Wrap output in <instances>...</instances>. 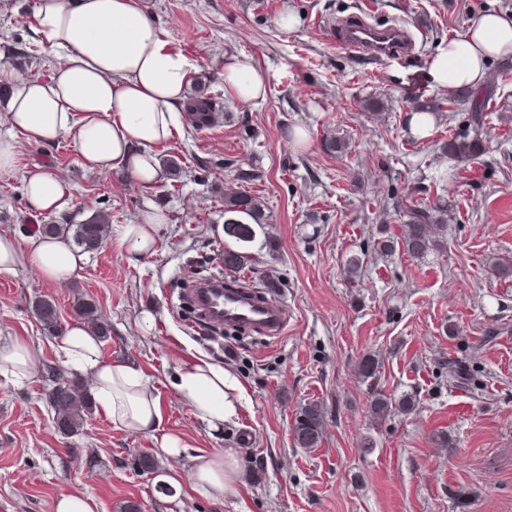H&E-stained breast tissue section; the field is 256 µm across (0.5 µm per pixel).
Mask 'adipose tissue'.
<instances>
[{"label":"adipose tissue","instance_id":"1","mask_svg":"<svg viewBox=\"0 0 512 512\" xmlns=\"http://www.w3.org/2000/svg\"><path fill=\"white\" fill-rule=\"evenodd\" d=\"M31 22L39 44L56 54L57 63L47 78L15 83L6 105L12 134L0 138V178L14 173L21 142L66 138L83 167L121 169L141 185H153L160 174L153 149L178 129L191 61L169 46L142 0H38ZM510 58L512 15L485 12L437 50L428 71L437 87L453 91L482 84L491 61ZM223 77L239 102L266 94L262 73L242 59H226ZM24 181L30 210L57 212L72 200L68 182L52 169L34 166ZM82 262L61 239L23 244L0 236V272L27 264L45 280L64 284ZM59 348L86 377L100 413L123 428L154 433L158 455H180L182 440L162 432L160 400L139 371L121 360L102 362L99 339L77 322L67 327ZM176 389L193 415L216 431L235 416L241 399L238 380L203 359L181 371ZM241 475L234 453L200 455L191 487L219 500L234 491Z\"/></svg>","mask_w":512,"mask_h":512}]
</instances>
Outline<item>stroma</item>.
<instances>
[{
	"instance_id": "stroma-1",
	"label": "stroma",
	"mask_w": 512,
	"mask_h": 512,
	"mask_svg": "<svg viewBox=\"0 0 512 512\" xmlns=\"http://www.w3.org/2000/svg\"><path fill=\"white\" fill-rule=\"evenodd\" d=\"M37 0H0V71L45 78L56 57L39 50L30 17ZM172 49L194 65L188 94L206 87L225 119L205 129L181 117L178 131L155 155L177 157L180 179L160 174L143 187L125 172L81 166L68 139L26 144L16 173L0 180V235L28 241L41 224H77L93 208L111 216L99 250L62 286L29 266L0 273V342H32L30 375L0 370V512H55L62 494L95 500L97 512L128 501L141 512H512V282L492 265L512 259V63L492 62L478 88L491 114L477 157L461 159L442 145L464 123L460 112L435 119L427 138L406 123L418 102L441 97L428 74L440 46L464 32L480 12L512 14V0H145ZM369 12L399 21L417 40L400 63L379 62L336 46L339 19ZM298 15L290 31L282 14ZM248 60L265 76L264 100H235L222 77L226 57ZM305 140L292 137L295 129ZM341 140L347 149L331 152ZM43 165L70 183L63 212L26 206L25 171ZM260 170V181L235 180L236 168ZM448 203L447 242L417 259L377 251L396 234L397 197ZM259 197L267 223L241 241L224 229V196ZM168 217L154 250L132 253L126 225L147 206ZM246 256L240 275L280 281L288 309L284 335L212 330L195 322L181 295L199 272L224 270V251ZM359 256L357 272L346 261ZM53 301L61 325L78 304L95 301L110 326L100 358L127 361L160 398L162 431L180 436L179 457L157 470L133 465L154 453L148 432L114 425L92 412L78 434L59 433L46 399L47 367L66 368L56 336L39 322L38 299ZM149 327H141L144 312ZM496 330L473 363L471 380L448 377L446 360L467 354ZM378 363L373 378L362 359ZM223 365L241 384L238 412L216 432L196 419L175 388L197 359ZM417 407L375 421L376 394ZM324 409L320 447H298L291 424L300 407ZM248 444H241L242 434ZM233 451L243 481L220 500L194 493L193 459ZM263 462L255 478V462Z\"/></svg>"
}]
</instances>
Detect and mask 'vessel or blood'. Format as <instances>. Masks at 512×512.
<instances>
[{
	"instance_id": "b4317fda",
	"label": "vessel or blood",
	"mask_w": 512,
	"mask_h": 512,
	"mask_svg": "<svg viewBox=\"0 0 512 512\" xmlns=\"http://www.w3.org/2000/svg\"><path fill=\"white\" fill-rule=\"evenodd\" d=\"M336 42L355 55L388 60H406L412 39L394 24L377 25L355 17ZM191 307L196 320L216 327L257 332L272 338L284 334L288 325L285 307L274 298L253 289L247 277L227 279L211 275L192 290Z\"/></svg>"
}]
</instances>
